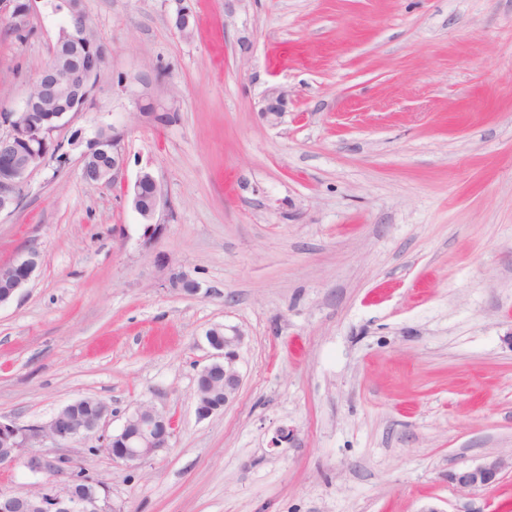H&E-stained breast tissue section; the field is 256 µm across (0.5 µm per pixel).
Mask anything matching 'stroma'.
Segmentation results:
<instances>
[{
    "label": "stroma",
    "instance_id": "1",
    "mask_svg": "<svg viewBox=\"0 0 512 512\" xmlns=\"http://www.w3.org/2000/svg\"><path fill=\"white\" fill-rule=\"evenodd\" d=\"M83 7L107 49L92 104L0 214V265L40 256L0 307V418L84 397L109 433L141 403L174 416L138 465L97 435L59 447L124 512H512L511 469L451 479L512 458V0ZM60 22L38 6L21 41L0 17V113ZM148 97L167 121L140 115ZM99 123L125 132L126 180L161 184L153 237L120 185L82 176L69 140ZM218 325L245 336L243 382L202 420ZM288 93L285 90H274L270 93L263 115L272 125H277L285 112ZM508 466L503 459H492L485 463L454 474L453 480L461 487H488L499 478L501 471Z\"/></svg>",
    "mask_w": 512,
    "mask_h": 512
}]
</instances>
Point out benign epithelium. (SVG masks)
I'll return each mask as SVG.
<instances>
[{
    "instance_id": "obj_1",
    "label": "benign epithelium",
    "mask_w": 512,
    "mask_h": 512,
    "mask_svg": "<svg viewBox=\"0 0 512 512\" xmlns=\"http://www.w3.org/2000/svg\"><path fill=\"white\" fill-rule=\"evenodd\" d=\"M38 2L40 0H0V15H8L14 27L25 26L36 12ZM83 39L80 29L73 25L62 26L49 61L39 70L36 81L44 82L46 90L59 93L54 112H43L41 101L28 91L17 108L0 113V128L8 127L7 132H0V213L18 206L27 178L34 170L46 165L52 157L62 160L66 157L55 133L70 123L69 115L84 111L77 101L89 95L88 76L96 68L89 56L70 59L63 55L62 49L66 43ZM287 98L284 90L270 93L263 108L269 123L280 122ZM90 155L108 159L106 167L110 178L102 181V185L124 183V195L146 224V230H151L156 216L165 207L161 186L148 170L140 171L133 182H124L123 132L114 127L98 128L84 152V156ZM37 267L35 251L21 253L8 265L0 267V306L27 287ZM244 339L239 329L230 326H216L206 336L215 356L197 373L195 400L199 418L205 419L221 411L236 397L242 384L238 361ZM109 413L105 404L93 414L76 419L68 404L45 425H21L14 420L0 419V463L18 464L39 477L33 490L1 492L0 512H121L112 504L107 491L102 494L77 491L79 476L75 473L64 484L56 482L54 476L68 466V459L38 448L46 439L56 444L86 439L106 422ZM175 431L173 417L152 405L140 404L128 414L118 431L103 438L102 447L117 464H139L168 447ZM506 466V461L492 459L454 474L453 480L461 487H488L498 480Z\"/></svg>"
}]
</instances>
